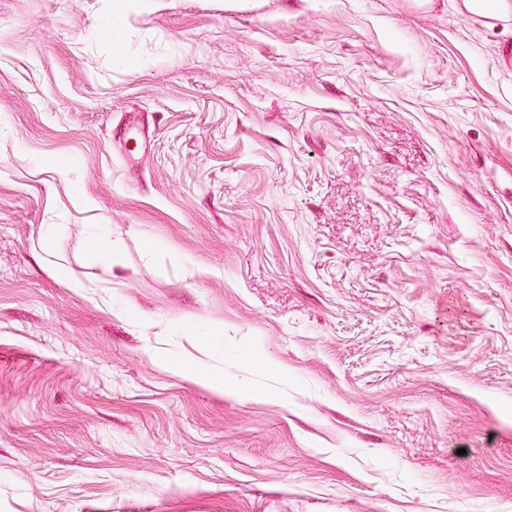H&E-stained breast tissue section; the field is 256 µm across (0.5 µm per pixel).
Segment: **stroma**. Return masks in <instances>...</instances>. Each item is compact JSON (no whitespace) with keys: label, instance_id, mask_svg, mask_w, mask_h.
I'll use <instances>...</instances> for the list:
<instances>
[{"label":"stroma","instance_id":"obj_1","mask_svg":"<svg viewBox=\"0 0 512 512\" xmlns=\"http://www.w3.org/2000/svg\"><path fill=\"white\" fill-rule=\"evenodd\" d=\"M112 4L0 0V512H512V12Z\"/></svg>","mask_w":512,"mask_h":512}]
</instances>
